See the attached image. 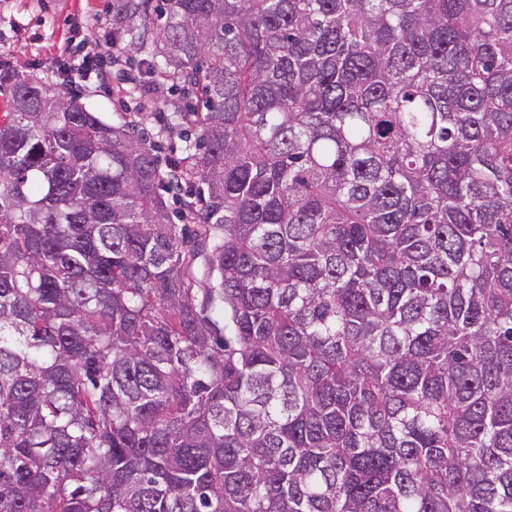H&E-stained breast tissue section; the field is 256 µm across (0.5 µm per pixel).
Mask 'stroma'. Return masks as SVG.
Returning <instances> with one entry per match:
<instances>
[{"label": "stroma", "instance_id": "35a3bbf8", "mask_svg": "<svg viewBox=\"0 0 512 512\" xmlns=\"http://www.w3.org/2000/svg\"><path fill=\"white\" fill-rule=\"evenodd\" d=\"M120 8L121 0H0V41L10 48L0 54V64L76 92L107 121L139 124L161 160H176L184 129L153 75L146 72L139 81H128V61L146 57L150 46L140 19L115 25ZM89 52L112 64L108 83L60 74L65 55L79 59ZM116 54L122 58L117 66L112 63Z\"/></svg>", "mask_w": 512, "mask_h": 512}]
</instances>
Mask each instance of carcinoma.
Wrapping results in <instances>:
<instances>
[{
	"label": "carcinoma",
	"mask_w": 512,
	"mask_h": 512,
	"mask_svg": "<svg viewBox=\"0 0 512 512\" xmlns=\"http://www.w3.org/2000/svg\"><path fill=\"white\" fill-rule=\"evenodd\" d=\"M151 40L196 89L168 171L0 68V512H512V0Z\"/></svg>",
	"instance_id": "1"
}]
</instances>
